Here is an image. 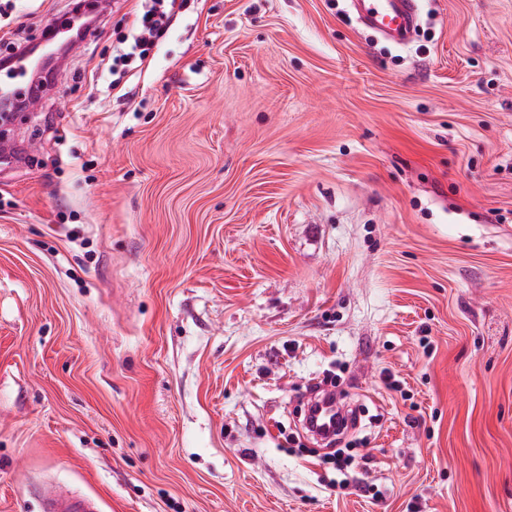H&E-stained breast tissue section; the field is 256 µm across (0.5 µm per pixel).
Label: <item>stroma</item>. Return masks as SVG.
Listing matches in <instances>:
<instances>
[{"label": "stroma", "mask_w": 512, "mask_h": 512, "mask_svg": "<svg viewBox=\"0 0 512 512\" xmlns=\"http://www.w3.org/2000/svg\"><path fill=\"white\" fill-rule=\"evenodd\" d=\"M130 8L0 129V512H512V0H186L112 103ZM360 23L388 40L407 44L418 24V0H351ZM309 408L319 409L317 429L312 428L316 433L322 435L333 434L336 430L334 418L336 416V397L333 393L322 396L315 395L310 402ZM44 512H101L96 499L57 490L52 486L42 489Z\"/></svg>", "instance_id": "35a3bbf8"}]
</instances>
